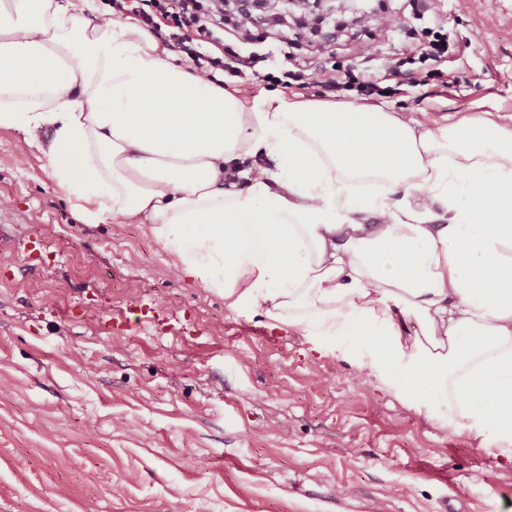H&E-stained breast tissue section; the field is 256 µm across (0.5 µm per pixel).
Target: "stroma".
Returning <instances> with one entry per match:
<instances>
[{
	"label": "stroma",
	"mask_w": 512,
	"mask_h": 512,
	"mask_svg": "<svg viewBox=\"0 0 512 512\" xmlns=\"http://www.w3.org/2000/svg\"><path fill=\"white\" fill-rule=\"evenodd\" d=\"M453 83L374 98L424 125L512 116V0H420ZM367 36L294 49L365 72ZM0 512H512V461L357 365L231 310L147 225L89 224L0 129ZM133 304L152 328L116 327Z\"/></svg>",
	"instance_id": "obj_1"
}]
</instances>
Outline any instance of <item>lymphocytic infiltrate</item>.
Here are the masks:
<instances>
[{"label":"lymphocytic infiltrate","instance_id":"lymphocytic-infiltrate-1","mask_svg":"<svg viewBox=\"0 0 512 512\" xmlns=\"http://www.w3.org/2000/svg\"><path fill=\"white\" fill-rule=\"evenodd\" d=\"M111 6L116 17L133 18L153 34L174 42L207 79H214L219 72L244 75L263 60L262 54L252 49L243 54L225 45L224 12L213 0H112ZM238 26L246 33L245 43L251 45L276 36L281 55L291 61V68L264 74L263 79L272 90L288 89L306 79L311 85L329 91L346 90L364 97L387 98L397 94V86L404 80L419 77L427 82L443 78L442 66L453 46L444 24L411 27L404 52L385 59L382 74L364 77L352 69L340 68L332 54L317 60L294 59L291 53L294 41L288 35L284 17L245 19Z\"/></svg>","mask_w":512,"mask_h":512}]
</instances>
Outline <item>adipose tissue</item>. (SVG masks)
I'll list each match as a JSON object with an SVG mask.
<instances>
[{
    "label": "adipose tissue",
    "instance_id": "1",
    "mask_svg": "<svg viewBox=\"0 0 512 512\" xmlns=\"http://www.w3.org/2000/svg\"><path fill=\"white\" fill-rule=\"evenodd\" d=\"M0 128L88 223L149 225L229 308L512 458V126L252 101L95 0H0Z\"/></svg>",
    "mask_w": 512,
    "mask_h": 512
}]
</instances>
